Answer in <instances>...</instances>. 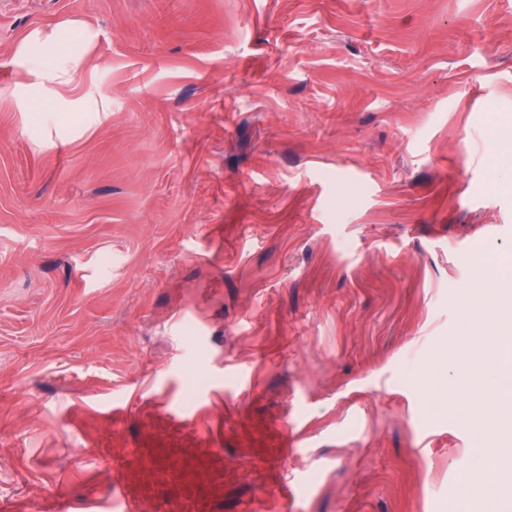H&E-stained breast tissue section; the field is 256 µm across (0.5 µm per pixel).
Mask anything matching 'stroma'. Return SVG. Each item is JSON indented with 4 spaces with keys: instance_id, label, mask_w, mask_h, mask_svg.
Wrapping results in <instances>:
<instances>
[{
    "instance_id": "35a3bbf8",
    "label": "stroma",
    "mask_w": 512,
    "mask_h": 512,
    "mask_svg": "<svg viewBox=\"0 0 512 512\" xmlns=\"http://www.w3.org/2000/svg\"><path fill=\"white\" fill-rule=\"evenodd\" d=\"M510 155L512 0H0V512H448ZM23 64L27 75L33 80L32 86L37 89L71 84L79 67L77 60H71L63 53L47 61L42 53L33 51L25 54Z\"/></svg>"
}]
</instances>
